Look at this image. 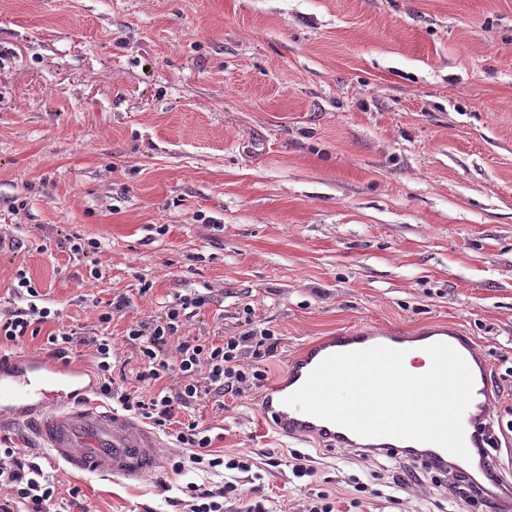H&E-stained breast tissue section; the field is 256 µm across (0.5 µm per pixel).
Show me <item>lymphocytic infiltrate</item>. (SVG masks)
<instances>
[{
  "mask_svg": "<svg viewBox=\"0 0 512 512\" xmlns=\"http://www.w3.org/2000/svg\"><path fill=\"white\" fill-rule=\"evenodd\" d=\"M41 294L25 271H18L10 289L11 306L0 312V342H19L36 336L43 324L58 328L47 337L51 357L66 359L74 346L87 345L96 352L97 394L116 402L148 424L167 430L178 447L189 449L188 457H173L171 469L182 473L195 468L205 472L217 468L250 472V456L224 457L211 452L212 439L197 421L177 420L179 410L203 400L211 393L240 396L260 387L266 378L261 361L272 357L277 340L270 330L245 328L213 339L186 336L182 328L191 314L206 305L204 296L183 295L170 303L164 314L148 323L129 326L127 339L137 348L140 367L136 386H128L127 375L112 361V339L83 336L77 327L59 325L58 311L39 306ZM178 372L181 381L175 391L161 387V380ZM0 485L9 488L0 498V512H52L57 498L56 485L31 455L21 448H0ZM181 512H224L228 499L243 500L244 512H270L261 496L244 497L231 481L214 490L206 484H187Z\"/></svg>",
  "mask_w": 512,
  "mask_h": 512,
  "instance_id": "lymphocytic-infiltrate-1",
  "label": "lymphocytic infiltrate"
}]
</instances>
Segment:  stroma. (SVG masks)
<instances>
[{
    "instance_id": "obj_1",
    "label": "stroma",
    "mask_w": 512,
    "mask_h": 512,
    "mask_svg": "<svg viewBox=\"0 0 512 512\" xmlns=\"http://www.w3.org/2000/svg\"><path fill=\"white\" fill-rule=\"evenodd\" d=\"M96 239L100 276L59 245ZM64 325L111 336L177 296L207 304L188 336L232 332L243 307L278 339L268 382L307 345L370 326L454 324L490 362L512 421V0H0V297L18 270ZM151 283L147 295L141 284ZM130 297L98 321V302ZM264 389L183 409L212 450L246 454L272 512L310 490L339 512H457L419 493L410 459L280 437ZM68 512H176L163 468L129 485L71 471L19 431ZM308 454L314 476L292 473ZM375 496L354 507L351 480Z\"/></svg>"
}]
</instances>
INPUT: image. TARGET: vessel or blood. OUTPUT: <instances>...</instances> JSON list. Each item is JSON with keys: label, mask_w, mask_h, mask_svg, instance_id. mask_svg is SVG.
Wrapping results in <instances>:
<instances>
[{"label": "vessel or blood", "mask_w": 512, "mask_h": 512, "mask_svg": "<svg viewBox=\"0 0 512 512\" xmlns=\"http://www.w3.org/2000/svg\"><path fill=\"white\" fill-rule=\"evenodd\" d=\"M414 337L362 327L313 343L287 365L282 381L271 385L262 411L277 432L298 441L318 440L337 448H377L447 463L449 453L439 445L389 437L364 438L325 419L286 405L312 370L330 355L386 346L410 350ZM423 344L444 343L465 360L473 375V398L463 416L467 447H487L493 430L494 389L489 363L470 337L456 327L423 336ZM64 368L42 358L18 353L0 366V425L24 428L58 461L89 473L106 472L127 483H140L161 468L171 450L153 430L137 420L94 401L72 405Z\"/></svg>", "instance_id": "obj_1"}]
</instances>
